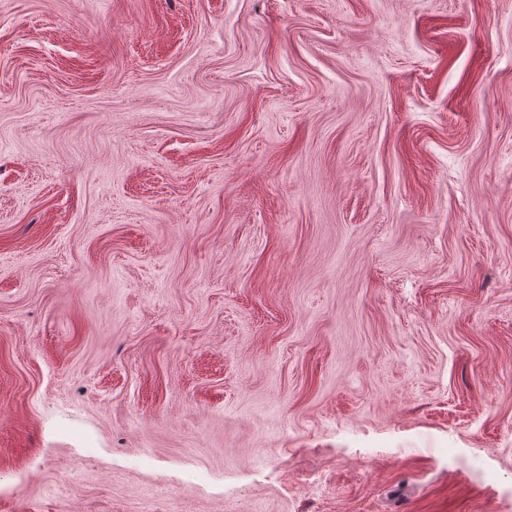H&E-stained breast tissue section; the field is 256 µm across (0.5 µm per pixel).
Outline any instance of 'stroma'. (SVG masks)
Listing matches in <instances>:
<instances>
[{
    "mask_svg": "<svg viewBox=\"0 0 512 512\" xmlns=\"http://www.w3.org/2000/svg\"><path fill=\"white\" fill-rule=\"evenodd\" d=\"M0 512H512V0H0Z\"/></svg>",
    "mask_w": 512,
    "mask_h": 512,
    "instance_id": "stroma-1",
    "label": "stroma"
}]
</instances>
